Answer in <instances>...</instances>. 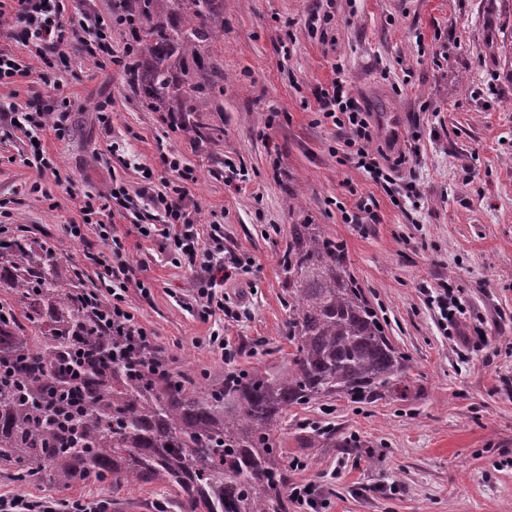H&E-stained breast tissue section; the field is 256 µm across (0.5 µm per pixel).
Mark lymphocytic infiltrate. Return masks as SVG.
Returning <instances> with one entry per match:
<instances>
[{
	"label": "lymphocytic infiltrate",
	"instance_id": "f902f5d3",
	"mask_svg": "<svg viewBox=\"0 0 512 512\" xmlns=\"http://www.w3.org/2000/svg\"><path fill=\"white\" fill-rule=\"evenodd\" d=\"M125 23L124 14L113 12L100 20L91 19L77 29L65 20L60 0H0V30L29 51L28 57L22 58L0 50V86L33 72L44 85H56V78L50 75L52 60L65 57L67 48L72 46L99 69L126 67V51L117 50L112 44L113 27ZM317 104L321 122L346 129V160L367 170L374 183L391 184V174L370 149L377 136L371 112L349 96L338 80L319 92ZM0 118L33 132L49 128L59 137L67 132L68 113L55 105L31 110L16 105L0 113ZM163 162L177 172L178 181L168 191L150 193L155 221L146 225V234L170 239L175 251L190 257L196 273V301L202 312L208 314L224 305L218 290L224 285L228 267L223 257L198 245L195 218L185 204L187 184L195 179L193 170L172 155L164 156ZM124 254L121 238H113L110 255L98 258L99 265L112 279L109 293L104 296L92 291L88 298L104 310L118 334L130 337L135 345L150 348L154 345L153 336L138 324L125 299L133 268Z\"/></svg>",
	"mask_w": 512,
	"mask_h": 512
}]
</instances>
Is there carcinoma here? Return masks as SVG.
Instances as JSON below:
<instances>
[{
	"label": "carcinoma",
	"mask_w": 512,
	"mask_h": 512,
	"mask_svg": "<svg viewBox=\"0 0 512 512\" xmlns=\"http://www.w3.org/2000/svg\"><path fill=\"white\" fill-rule=\"evenodd\" d=\"M137 43L127 73L153 103L194 100L201 84H175L204 66L218 39L224 0H119ZM173 10L182 27L161 20ZM63 249L37 252L0 241V468L26 483L40 474L63 486L93 479L107 488L165 482L178 512H288L285 468L274 435L288 408L344 397L355 404L407 399L419 379L347 268L344 247L319 224H291L283 255L292 350L282 369L231 372L221 386L156 372L155 357L112 334L104 313L56 275ZM38 335L17 336V317ZM81 354H76V351ZM71 394L76 415L47 406Z\"/></svg>",
	"instance_id": "obj_1"
}]
</instances>
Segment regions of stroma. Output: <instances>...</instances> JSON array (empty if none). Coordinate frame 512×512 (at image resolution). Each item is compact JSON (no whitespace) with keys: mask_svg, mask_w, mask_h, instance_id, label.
Here are the masks:
<instances>
[{"mask_svg":"<svg viewBox=\"0 0 512 512\" xmlns=\"http://www.w3.org/2000/svg\"><path fill=\"white\" fill-rule=\"evenodd\" d=\"M202 53L205 71L176 74L208 89L187 107L152 105L122 68L99 70L75 51L59 88L33 74L0 87V110L70 102L65 137L41 136L56 177L28 167V139L0 122V222L64 248L58 274L86 292L101 288L93 257L107 249L102 229L113 230L150 287L127 292L136 320L173 355V373L209 384L287 365L288 227L323 225L420 388L405 401L289 408L275 433L283 463L299 464L289 479L315 488L316 512H512V0H224V40ZM337 78L399 130L411 158L395 185L367 180L344 158L343 130L320 123L316 94ZM187 124L210 138L188 135ZM165 154L196 176L186 203L200 245L244 263L224 283L223 310L207 317L189 260L137 230L151 213L142 168L158 191L176 179ZM116 179L129 208L86 223L88 197ZM366 196L373 218L351 223ZM447 287L466 307L449 330L430 304ZM215 331L236 349L234 362L209 348ZM305 432L312 444L299 443ZM108 495L139 512L171 499L159 481L63 489L0 469L2 497L96 504Z\"/></svg>","mask_w":512,"mask_h":512,"instance_id":"35a3bbf8","label":"stroma"}]
</instances>
